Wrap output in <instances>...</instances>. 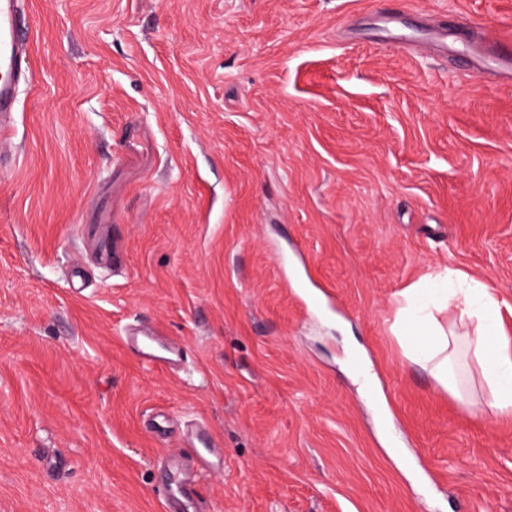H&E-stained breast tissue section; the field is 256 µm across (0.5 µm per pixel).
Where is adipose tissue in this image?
<instances>
[{"instance_id":"obj_1","label":"adipose tissue","mask_w":512,"mask_h":512,"mask_svg":"<svg viewBox=\"0 0 512 512\" xmlns=\"http://www.w3.org/2000/svg\"><path fill=\"white\" fill-rule=\"evenodd\" d=\"M451 300L462 308H476V324L467 338L445 330L431 315L411 313L406 321L414 333L410 344L415 362L429 369L433 378L446 390L457 392L458 386L452 367L460 351L472 352L483 359L485 380L492 396V407L497 414L512 415V347L501 346L488 353L486 340L498 331V301L485 289L461 288Z\"/></svg>"}]
</instances>
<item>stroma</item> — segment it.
Listing matches in <instances>:
<instances>
[{"label": "stroma", "instance_id": "35a3bbf8", "mask_svg": "<svg viewBox=\"0 0 512 512\" xmlns=\"http://www.w3.org/2000/svg\"><path fill=\"white\" fill-rule=\"evenodd\" d=\"M24 2L0 512H163L201 424L207 512H512L481 366L460 358L456 398L395 334L403 291L452 266L512 344V77L456 34L512 40V0ZM139 320L182 366L124 346Z\"/></svg>", "mask_w": 512, "mask_h": 512}]
</instances>
